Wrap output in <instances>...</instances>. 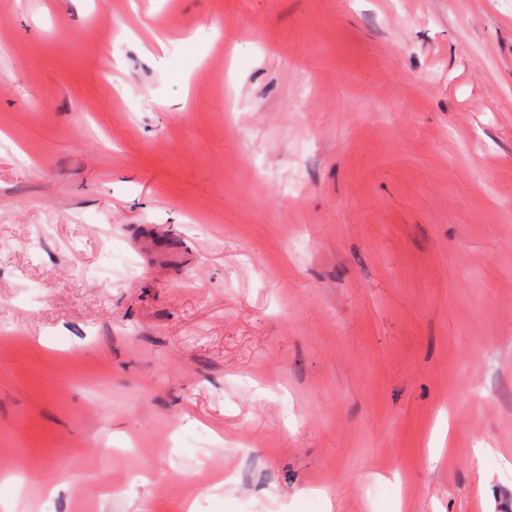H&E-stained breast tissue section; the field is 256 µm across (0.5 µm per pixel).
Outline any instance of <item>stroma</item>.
<instances>
[{"label": "stroma", "instance_id": "obj_1", "mask_svg": "<svg viewBox=\"0 0 512 512\" xmlns=\"http://www.w3.org/2000/svg\"><path fill=\"white\" fill-rule=\"evenodd\" d=\"M0 482L512 512V0H0Z\"/></svg>", "mask_w": 512, "mask_h": 512}]
</instances>
